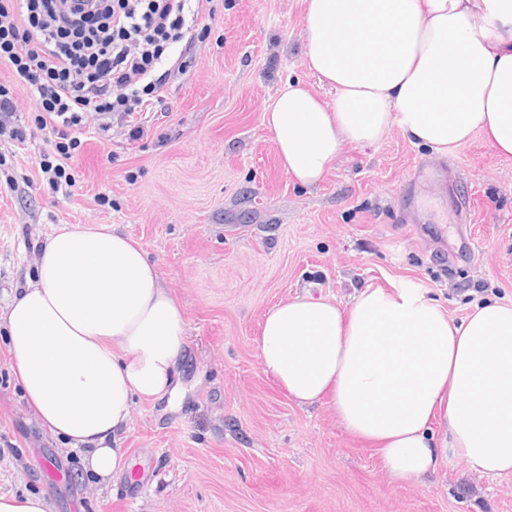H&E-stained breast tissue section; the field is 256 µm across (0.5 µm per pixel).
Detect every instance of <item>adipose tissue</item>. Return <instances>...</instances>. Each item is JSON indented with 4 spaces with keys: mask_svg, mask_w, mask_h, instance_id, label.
<instances>
[{
    "mask_svg": "<svg viewBox=\"0 0 512 512\" xmlns=\"http://www.w3.org/2000/svg\"><path fill=\"white\" fill-rule=\"evenodd\" d=\"M304 65L335 103L289 78L263 114L298 185L394 127L440 153L480 130L512 156V0H306ZM0 326L40 426L100 480L119 473L134 401L178 389L186 331L139 243L111 224L60 225ZM256 346L291 400L329 405L378 444L395 482L419 483L443 458L512 473V304L457 322L409 286L360 289L345 309L303 294L267 311Z\"/></svg>",
    "mask_w": 512,
    "mask_h": 512,
    "instance_id": "1",
    "label": "adipose tissue"
}]
</instances>
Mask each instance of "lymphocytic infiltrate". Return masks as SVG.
I'll use <instances>...</instances> for the list:
<instances>
[{
  "label": "lymphocytic infiltrate",
  "instance_id": "lymphocytic-infiltrate-1",
  "mask_svg": "<svg viewBox=\"0 0 512 512\" xmlns=\"http://www.w3.org/2000/svg\"><path fill=\"white\" fill-rule=\"evenodd\" d=\"M204 0H0V63L13 85L0 84V137L24 138L13 86L22 87L51 129L57 161L42 159L54 191L74 179L67 162L82 130L107 137L113 120L139 140L148 108L169 72V51L184 42Z\"/></svg>",
  "mask_w": 512,
  "mask_h": 512
}]
</instances>
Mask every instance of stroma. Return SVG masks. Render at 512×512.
<instances>
[{"mask_svg":"<svg viewBox=\"0 0 512 512\" xmlns=\"http://www.w3.org/2000/svg\"><path fill=\"white\" fill-rule=\"evenodd\" d=\"M210 8L166 62L148 136H83L70 194L50 189L54 135L18 98L26 139L0 141V307L57 226L115 224L157 265L186 338L179 392L137 400L121 441L149 473L101 483L33 419L1 328L0 493H46L49 512H512V474L459 460L392 483L376 444L289 399L255 345L266 311L303 292L345 305L413 286L457 321L489 297L512 304V157L479 132L443 155L394 128L296 186L263 114L290 77L336 97L303 65L305 0Z\"/></svg>","mask_w":512,"mask_h":512,"instance_id":"35a3bbf8","label":"stroma"}]
</instances>
